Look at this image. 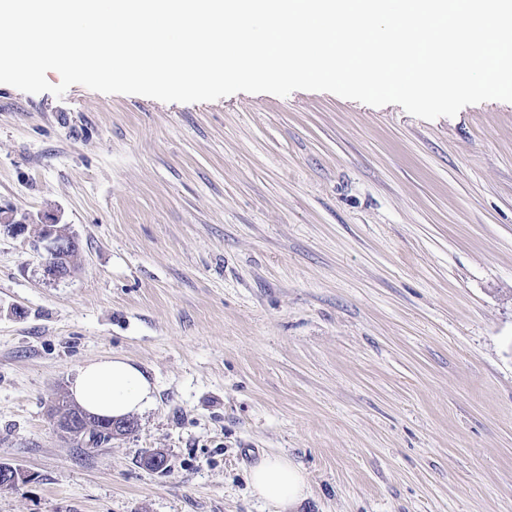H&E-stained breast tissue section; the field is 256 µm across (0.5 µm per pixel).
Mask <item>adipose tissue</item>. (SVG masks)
Segmentation results:
<instances>
[{
  "mask_svg": "<svg viewBox=\"0 0 512 512\" xmlns=\"http://www.w3.org/2000/svg\"><path fill=\"white\" fill-rule=\"evenodd\" d=\"M73 400L87 413L114 419L141 414L155 402V388L136 363L122 355L83 364L70 386ZM254 493L280 512H296L306 492L302 471L282 456L263 457L249 473Z\"/></svg>",
  "mask_w": 512,
  "mask_h": 512,
  "instance_id": "1",
  "label": "adipose tissue"
}]
</instances>
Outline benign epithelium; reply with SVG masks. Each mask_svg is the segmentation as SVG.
Listing matches in <instances>:
<instances>
[{
    "label": "benign epithelium",
    "instance_id": "benign-epithelium-1",
    "mask_svg": "<svg viewBox=\"0 0 512 512\" xmlns=\"http://www.w3.org/2000/svg\"><path fill=\"white\" fill-rule=\"evenodd\" d=\"M38 226L39 237L47 242V258L43 265L44 276L52 281H59L69 277L74 270L73 259L77 254L79 244L75 235L59 226V217L47 213L34 217L15 214L0 208V227L18 235L25 232L28 225Z\"/></svg>",
    "mask_w": 512,
    "mask_h": 512
}]
</instances>
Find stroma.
<instances>
[{
    "label": "stroma",
    "mask_w": 512,
    "mask_h": 512,
    "mask_svg": "<svg viewBox=\"0 0 512 512\" xmlns=\"http://www.w3.org/2000/svg\"><path fill=\"white\" fill-rule=\"evenodd\" d=\"M0 207L80 243L0 231V512H278V454L298 512H512V103L0 84ZM112 354L156 402L93 449L51 410ZM38 221L32 215L17 218L12 212L0 208V230L4 226L13 234H22L29 224L38 226L39 237L47 241V258L43 265L44 276L52 281L69 277L74 270L73 259L79 244L75 235L64 227H58L59 217L53 213L38 215ZM249 481L254 493L273 501L280 512H295L305 498L304 474L282 456L263 457L251 468Z\"/></svg>",
    "instance_id": "35a3bbf8"
}]
</instances>
